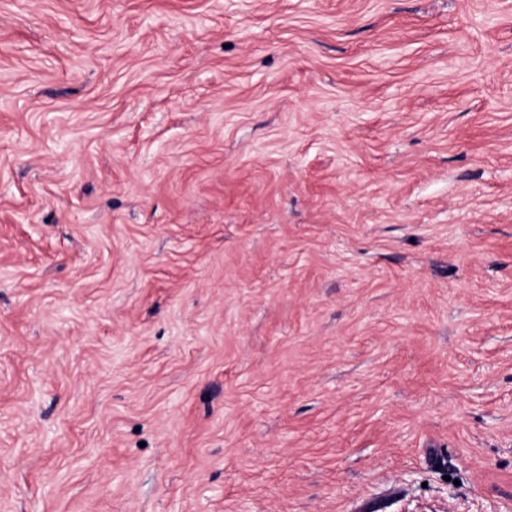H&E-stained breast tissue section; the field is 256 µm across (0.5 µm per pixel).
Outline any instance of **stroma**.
Masks as SVG:
<instances>
[{
	"instance_id": "stroma-1",
	"label": "stroma",
	"mask_w": 512,
	"mask_h": 512,
	"mask_svg": "<svg viewBox=\"0 0 512 512\" xmlns=\"http://www.w3.org/2000/svg\"><path fill=\"white\" fill-rule=\"evenodd\" d=\"M0 512H512V0H0Z\"/></svg>"
}]
</instances>
